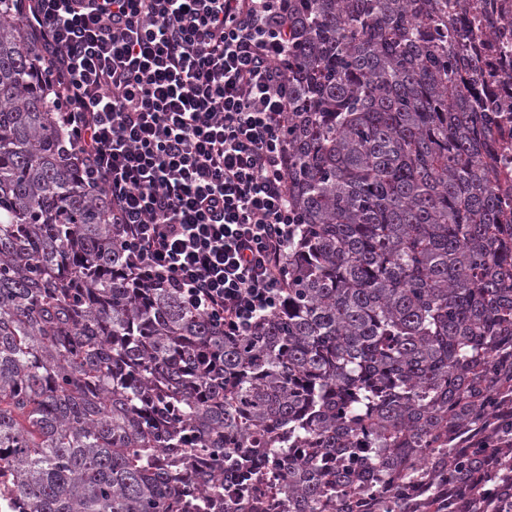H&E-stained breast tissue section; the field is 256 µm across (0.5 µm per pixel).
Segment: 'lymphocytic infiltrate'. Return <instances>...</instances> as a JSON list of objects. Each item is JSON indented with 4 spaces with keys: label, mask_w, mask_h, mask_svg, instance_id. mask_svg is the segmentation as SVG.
<instances>
[{
    "label": "lymphocytic infiltrate",
    "mask_w": 512,
    "mask_h": 512,
    "mask_svg": "<svg viewBox=\"0 0 512 512\" xmlns=\"http://www.w3.org/2000/svg\"><path fill=\"white\" fill-rule=\"evenodd\" d=\"M140 288L228 336L286 292L288 0H24Z\"/></svg>",
    "instance_id": "f902f5d3"
}]
</instances>
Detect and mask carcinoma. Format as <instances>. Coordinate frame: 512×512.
Segmentation results:
<instances>
[{
    "mask_svg": "<svg viewBox=\"0 0 512 512\" xmlns=\"http://www.w3.org/2000/svg\"><path fill=\"white\" fill-rule=\"evenodd\" d=\"M470 0H288L281 309L228 338L143 291L79 176L22 0H0V512H348L386 476L465 480L450 448L512 393V107ZM495 176L501 185L512 186V120L503 126L495 154Z\"/></svg>",
    "mask_w": 512,
    "mask_h": 512,
    "instance_id": "carcinoma-1",
    "label": "carcinoma"
}]
</instances>
